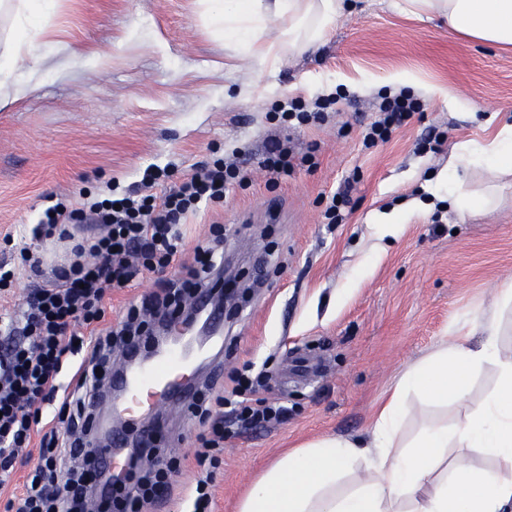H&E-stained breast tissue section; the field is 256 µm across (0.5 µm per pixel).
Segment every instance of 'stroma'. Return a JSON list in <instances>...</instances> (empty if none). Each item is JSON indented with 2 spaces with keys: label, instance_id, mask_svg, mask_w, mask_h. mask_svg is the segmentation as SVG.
<instances>
[{
  "label": "stroma",
  "instance_id": "1",
  "mask_svg": "<svg viewBox=\"0 0 512 512\" xmlns=\"http://www.w3.org/2000/svg\"><path fill=\"white\" fill-rule=\"evenodd\" d=\"M392 3L350 0L322 48L266 75L229 59L195 0H59L34 54L17 63L18 74L40 80L37 92L0 112V264L22 281L18 247L43 253L49 267L70 258L69 243L32 235L48 206L140 187L150 167L166 172L153 188L161 195L213 156L240 150L256 161L276 133L268 119L275 101L363 85L324 123L290 131L297 152L318 143L314 165L274 187L260 176L233 185L223 204L201 206L182 226L191 247L223 225L228 272L251 287L237 317L224 321L225 388L235 372L253 369L261 397L288 415L232 431L209 475L194 459L197 421L166 407L157 445L182 467L152 512H189L186 490L204 475L212 512H236L288 448L331 436L367 440L377 404L409 366L456 341L458 325L491 308L493 290L512 280V193L461 222L434 183L456 144L486 143L512 124V50L450 34L444 21L399 14ZM134 23L144 38L129 44ZM99 52L111 54L108 66L96 64ZM248 77L266 87L261 102L239 100ZM411 77L422 112L389 141L365 147L379 94ZM436 85L456 89L460 102L430 97ZM431 132L448 138L423 147ZM343 190V220L328 223L326 207ZM413 200L428 214L380 237L382 217ZM180 275L174 263L114 290L107 320L119 322L141 295Z\"/></svg>",
  "mask_w": 512,
  "mask_h": 512
}]
</instances>
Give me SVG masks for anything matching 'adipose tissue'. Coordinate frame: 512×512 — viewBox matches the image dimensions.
I'll return each mask as SVG.
<instances>
[{
  "mask_svg": "<svg viewBox=\"0 0 512 512\" xmlns=\"http://www.w3.org/2000/svg\"><path fill=\"white\" fill-rule=\"evenodd\" d=\"M57 0H0V111L35 90L15 78L17 59L32 53ZM201 15L232 58L275 74L294 53L324 44L344 0H199ZM403 14L443 19L449 33L499 48L512 47V0H395ZM487 166L512 176V125L485 144L458 143L448 170V196L459 219L492 207L498 187L471 189L465 170ZM494 311L461 327L462 338L411 365L380 405L371 439L362 445L327 438L300 445L265 469L241 498L237 512H512V351L499 342L496 311L512 307V282L494 294ZM479 343H471V336ZM493 370L495 385L470 400L474 376ZM444 405L452 422L423 421L410 438L400 432L409 395ZM505 464H474V449Z\"/></svg>",
  "mask_w": 512,
  "mask_h": 512,
  "instance_id": "1",
  "label": "adipose tissue"
}]
</instances>
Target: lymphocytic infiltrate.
I'll list each match as a JSON object with an SVG mask.
<instances>
[{
    "instance_id": "lymphocytic-infiltrate-1",
    "label": "lymphocytic infiltrate",
    "mask_w": 512,
    "mask_h": 512,
    "mask_svg": "<svg viewBox=\"0 0 512 512\" xmlns=\"http://www.w3.org/2000/svg\"><path fill=\"white\" fill-rule=\"evenodd\" d=\"M422 104L410 91L383 97L377 116L366 129L364 141H388L407 124ZM240 166L217 159L193 169L163 196L133 191L111 199L87 202L84 210L52 205L42 213L33 234L72 244L74 259L51 269L29 251H22L32 280L21 314L0 315V494H6L5 512H85L90 483L102 475L101 466H89L85 440L90 432L95 403L103 398L110 377L115 345L141 348L146 337L132 333L144 312L167 320L182 298L199 296L224 261V240L197 245L192 258H184L182 226L200 205L223 199L232 182L245 180ZM88 222L101 225L100 235L75 240L72 228ZM181 262L184 277L178 288L153 292L130 305L120 327H103L107 301L113 289L129 287L139 275L163 272ZM81 363L69 388H60L57 377L67 360ZM252 380L238 376L231 395L205 396L195 407L206 421L196 436L198 464L213 462L224 448V411L232 409L239 421L259 426L285 418L282 406L252 400ZM57 403L54 427L37 434L43 405ZM39 438V454L29 465L20 493L7 494L15 466L32 438ZM149 470L134 469L115 480L97 512H144L168 491L180 465L159 449L148 453ZM68 475L74 488L58 486Z\"/></svg>"
}]
</instances>
